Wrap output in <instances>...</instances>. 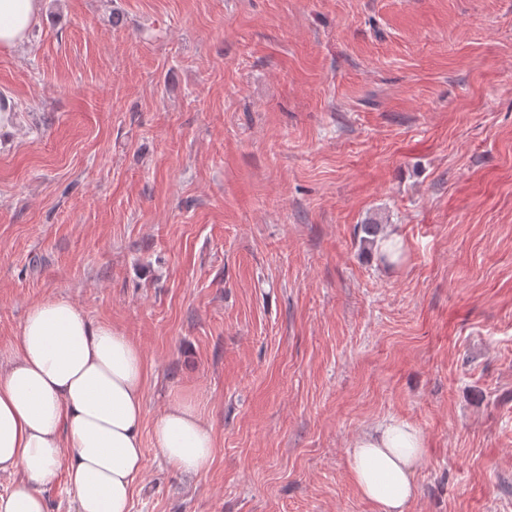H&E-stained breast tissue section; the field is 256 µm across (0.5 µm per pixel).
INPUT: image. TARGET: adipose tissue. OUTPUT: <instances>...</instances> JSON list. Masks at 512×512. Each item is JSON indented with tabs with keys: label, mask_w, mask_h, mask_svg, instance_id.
<instances>
[{
	"label": "adipose tissue",
	"mask_w": 512,
	"mask_h": 512,
	"mask_svg": "<svg viewBox=\"0 0 512 512\" xmlns=\"http://www.w3.org/2000/svg\"><path fill=\"white\" fill-rule=\"evenodd\" d=\"M42 0H0V47L23 46ZM147 369L139 345L90 320L65 297L33 304L0 366V473L15 476L0 512H46L45 488L65 479L76 512H130L144 467L143 429L176 470L197 474L216 438L196 403L178 397L147 421ZM425 436L388 417L350 445L347 471L373 512H407Z\"/></svg>",
	"instance_id": "obj_1"
}]
</instances>
